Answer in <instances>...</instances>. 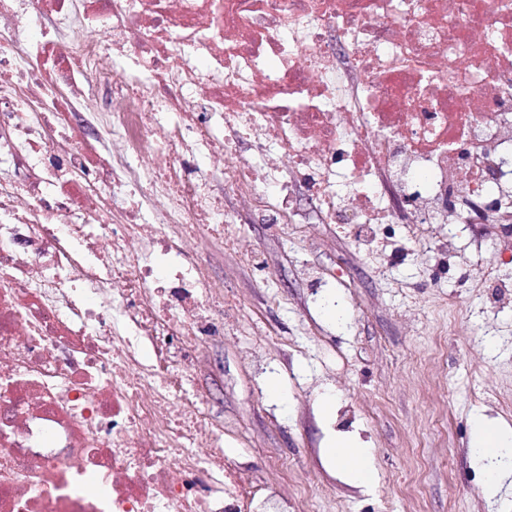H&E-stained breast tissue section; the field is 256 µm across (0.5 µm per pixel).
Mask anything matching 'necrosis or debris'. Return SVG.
Here are the masks:
<instances>
[{
	"mask_svg": "<svg viewBox=\"0 0 512 512\" xmlns=\"http://www.w3.org/2000/svg\"><path fill=\"white\" fill-rule=\"evenodd\" d=\"M511 156L512 0H0V512H249L191 238L300 188L361 239L495 224Z\"/></svg>",
	"mask_w": 512,
	"mask_h": 512,
	"instance_id": "necrosis-or-debris-1",
	"label": "necrosis or debris"
}]
</instances>
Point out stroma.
<instances>
[{"label": "stroma", "mask_w": 512, "mask_h": 512, "mask_svg": "<svg viewBox=\"0 0 512 512\" xmlns=\"http://www.w3.org/2000/svg\"><path fill=\"white\" fill-rule=\"evenodd\" d=\"M224 208L260 262L198 241L238 311L202 348L192 386L254 494L278 485L318 512H512V478L488 498L471 451L475 414L512 427L506 225H456L446 253L404 241L368 257L315 216L278 232L233 201ZM305 264L323 287L302 275ZM332 298L343 323L326 314ZM340 434L369 448L371 485L328 457Z\"/></svg>", "instance_id": "obj_1"}]
</instances>
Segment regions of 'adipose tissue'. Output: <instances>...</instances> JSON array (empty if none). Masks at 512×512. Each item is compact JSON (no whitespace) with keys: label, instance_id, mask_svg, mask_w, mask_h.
Listing matches in <instances>:
<instances>
[{"label":"adipose tissue","instance_id":"adipose-tissue-1","mask_svg":"<svg viewBox=\"0 0 512 512\" xmlns=\"http://www.w3.org/2000/svg\"><path fill=\"white\" fill-rule=\"evenodd\" d=\"M472 441L476 462H483L489 456L496 460L489 470L487 483L488 495H496L501 480L512 476V431L504 430L487 417L480 416L473 423ZM329 452L339 463L347 466L357 483L366 485L372 482L374 474L369 464L368 449L357 447L349 439L340 436L331 443Z\"/></svg>","mask_w":512,"mask_h":512}]
</instances>
